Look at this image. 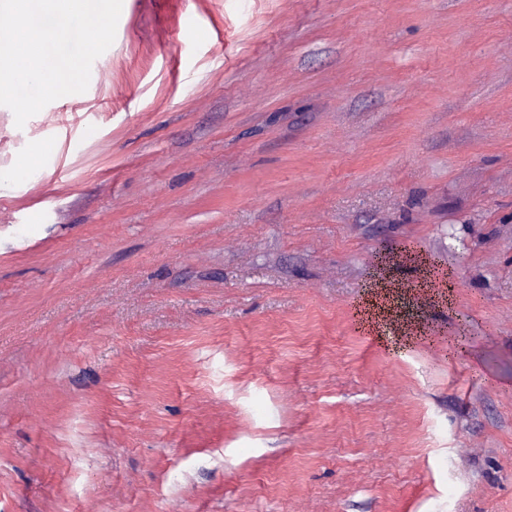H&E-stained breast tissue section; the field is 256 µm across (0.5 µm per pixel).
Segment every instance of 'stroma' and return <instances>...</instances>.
<instances>
[{"label":"stroma","instance_id":"35a3bbf8","mask_svg":"<svg viewBox=\"0 0 512 512\" xmlns=\"http://www.w3.org/2000/svg\"><path fill=\"white\" fill-rule=\"evenodd\" d=\"M102 61L0 106V512H512V0H123Z\"/></svg>","mask_w":512,"mask_h":512}]
</instances>
